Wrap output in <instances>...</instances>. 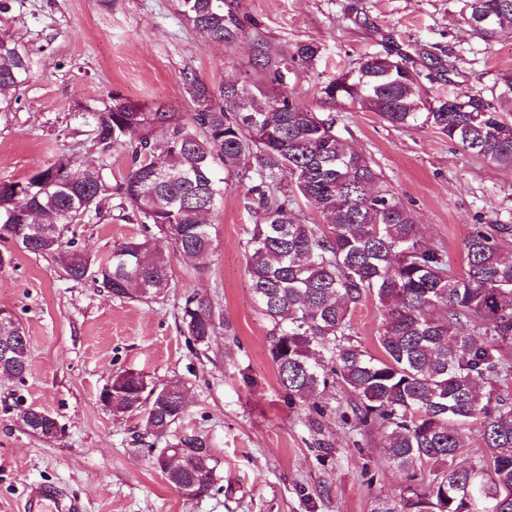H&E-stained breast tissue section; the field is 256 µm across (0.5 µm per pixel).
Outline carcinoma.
Returning <instances> with one entry per match:
<instances>
[{
	"mask_svg": "<svg viewBox=\"0 0 512 512\" xmlns=\"http://www.w3.org/2000/svg\"><path fill=\"white\" fill-rule=\"evenodd\" d=\"M178 14L212 41L231 44L241 28L224 0H176ZM464 23L483 40L512 28V0H463ZM321 53L302 43L271 61L259 48L260 81L236 79L212 89L196 74L183 76L193 112L183 118L163 106L144 107L114 91L82 109L93 120L99 162L82 167L60 155L18 181L22 195L0 201V239H17L35 255L54 254L73 280L94 277L118 299H148L171 285L167 259L147 237H130L94 265L64 241L70 225L105 213L135 220L166 238L197 269L212 254L211 225L203 215L223 202L236 181L260 213L245 244L250 290L268 324L278 380L292 401L307 402L337 382L357 402L362 426L382 431L388 462L400 470L428 469V481L398 498L376 501L373 512H512V258L502 241L512 228L481 224L465 240V267L448 270L447 255L428 242L413 212L371 159L336 135L335 119L290 96L288 74L313 65ZM29 58L0 37V105L29 78ZM430 78L405 53L368 57L322 87L336 104L375 112L404 129H430L470 155L512 171V71L498 74L491 97L459 91L428 100ZM164 144L163 159L153 156ZM130 155L120 179L108 170L112 152ZM288 180H283V175ZM315 208L323 225L309 224L297 198ZM384 311L379 354L353 336L350 310L368 297ZM183 334L208 343L229 328L212 302L189 295L180 308ZM27 338L18 323L0 322V373L23 380ZM182 381L161 386L128 370L112 379V413L146 410L162 435L185 417ZM18 418L40 437L58 422L27 406ZM480 428L474 453L467 430ZM177 489L196 496L214 483L207 443L185 435L155 458Z\"/></svg>",
	"mask_w": 512,
	"mask_h": 512,
	"instance_id": "carcinoma-1",
	"label": "carcinoma"
}]
</instances>
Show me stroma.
<instances>
[{
	"instance_id": "stroma-1",
	"label": "stroma",
	"mask_w": 512,
	"mask_h": 512,
	"mask_svg": "<svg viewBox=\"0 0 512 512\" xmlns=\"http://www.w3.org/2000/svg\"><path fill=\"white\" fill-rule=\"evenodd\" d=\"M242 35L222 44L185 25L175 0H6L0 35L27 51L28 83L0 112V183L18 181L61 154L97 162L82 109L119 91L129 100L188 116L184 72L210 87L255 77L256 43L270 53L321 46L320 58L288 77L305 108L335 118L336 130L370 156L412 210L426 239L462 272L475 225H512V172L477 159L430 129H401L373 112L326 99L322 86L368 56L399 47L451 53L453 84H425L427 98L458 87L488 91L512 69V29L485 41L464 24L459 0H226ZM255 220L246 190L224 187L208 216L213 253L198 271L159 234L110 215L72 225L76 249L106 259L114 242L150 237L170 261V288L154 300L112 297L101 282L72 281L53 255L0 240V310L23 327L24 380L0 377V512H24L34 482L58 484L86 512H371L411 484L392 467L377 428L349 414L352 395L331 384L313 402L289 400L270 355L267 323L253 301L244 244ZM204 295L229 329L191 346L180 305ZM134 370L154 383L181 380L188 413L156 448L202 437L215 465L208 495L188 498L151 463L143 412L113 415L99 401L112 375ZM36 406L61 431L43 440L22 429L19 408ZM326 414H318L317 406Z\"/></svg>"
}]
</instances>
